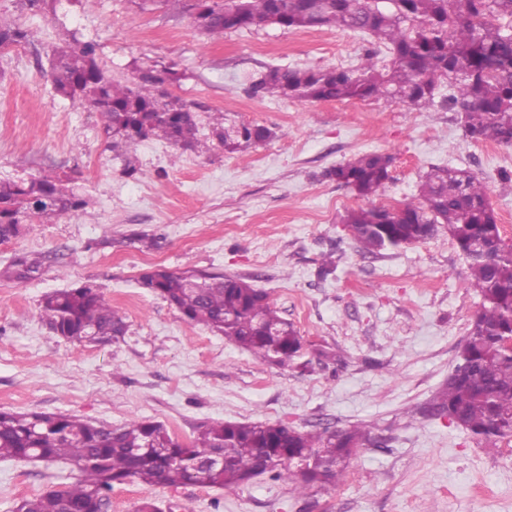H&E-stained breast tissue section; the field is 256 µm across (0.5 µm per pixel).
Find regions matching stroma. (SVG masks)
<instances>
[{
    "mask_svg": "<svg viewBox=\"0 0 512 512\" xmlns=\"http://www.w3.org/2000/svg\"><path fill=\"white\" fill-rule=\"evenodd\" d=\"M0 17L30 31L0 50V179L59 177L86 201L82 210L0 244V264L18 253L47 257L42 276L0 282V410L63 413L114 427L162 422L181 444L204 423L281 422L301 431L365 427L370 444L349 459L337 489L300 497L288 484L255 477L236 490L192 484L114 485L108 512H137L147 499L175 512H512V467L504 442L476 439L448 417L420 418L456 363L480 306L467 268L446 232L363 254L347 211L419 202L434 165L483 178L501 234L512 244V148L465 137L461 114L441 103L418 110L398 100L293 102L243 91L247 74L272 67L350 69L368 36L335 27L265 25L202 35L190 13L141 0H52L37 17L0 0ZM95 41L113 80L165 66L169 92L270 128L269 141L234 153L209 137L183 150L139 143L129 178L107 147L99 117L55 95V47ZM366 151L393 156L384 192L370 198L327 170ZM163 234L161 248L126 243L131 232ZM112 240L109 248L101 240ZM336 269L320 277L324 256ZM156 266L220 271L267 292L280 316L326 349L307 370L269 366L224 336L186 322L142 288ZM94 285L125 316L117 343L85 346L53 334L42 297ZM63 463L0 460V512L74 481Z\"/></svg>",
    "mask_w": 512,
    "mask_h": 512,
    "instance_id": "1",
    "label": "stroma"
}]
</instances>
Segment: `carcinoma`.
<instances>
[{"mask_svg": "<svg viewBox=\"0 0 512 512\" xmlns=\"http://www.w3.org/2000/svg\"><path fill=\"white\" fill-rule=\"evenodd\" d=\"M215 36L260 25L291 29L336 27L365 34L375 48L352 70L269 68L246 78L247 93L263 99L366 101L398 99L418 109L435 104L448 82V100L463 113L464 135L512 146V0H206L193 16ZM29 33L0 21V49L26 43ZM383 46L390 66L374 58ZM51 81L57 95L99 114L108 147L160 138L180 148L198 144L197 105L161 91L174 81L164 67L138 69L134 86L112 80L91 41L73 39L54 51ZM212 135L227 153L270 140L271 129L213 118ZM393 158L366 152L327 176L361 197L381 191ZM490 189L473 173L433 166L420 185L419 204L347 212L344 223L365 254L427 240L447 230L470 273L480 308L448 382L427 418L446 415L484 440L512 438V245L501 236ZM85 206L57 178L0 180V243L53 224ZM45 270V258L15 255L0 266V282L25 284ZM141 284L174 305L183 318L224 336L277 367H306L304 338L281 317L268 295L242 278L220 272L172 271L157 266ZM40 311L51 330L77 343L107 345L127 332L124 316L89 285L51 291ZM370 442L359 427L303 432L283 423L215 422L188 446L164 424L133 420L112 428L73 415L0 411V459L69 460L77 480L17 501L12 512H103L115 483L193 484L238 489L257 475L283 481L299 494L340 484L347 461Z\"/></svg>", "mask_w": 512, "mask_h": 512, "instance_id": "obj_1", "label": "carcinoma"}]
</instances>
